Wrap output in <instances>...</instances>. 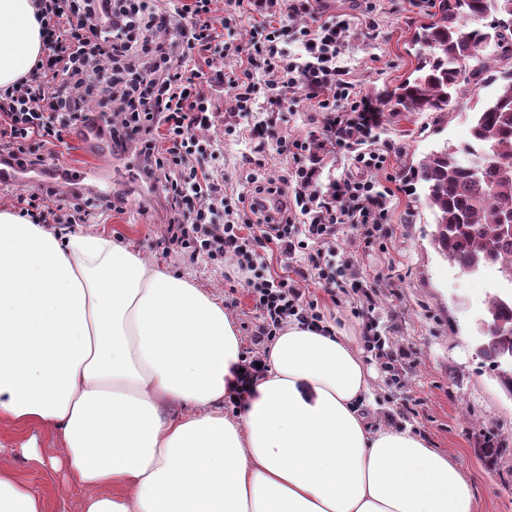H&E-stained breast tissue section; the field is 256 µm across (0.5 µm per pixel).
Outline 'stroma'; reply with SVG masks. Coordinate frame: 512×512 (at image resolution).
<instances>
[{
  "label": "stroma",
  "instance_id": "35a3bbf8",
  "mask_svg": "<svg viewBox=\"0 0 512 512\" xmlns=\"http://www.w3.org/2000/svg\"><path fill=\"white\" fill-rule=\"evenodd\" d=\"M312 8L322 18L353 24L340 48L339 62L349 70L357 91L374 102L412 73L416 65L412 37L436 10L434 0H314ZM469 106V100H459L438 123L426 112H384L380 140L394 149L378 178L394 192L389 204L394 235L384 251L363 249L349 232L342 246L355 258L364 282L379 288L373 316L381 329L415 353V363L401 386L386 383L375 362H368L370 383L384 414L413 408L406 428L429 447L461 462L475 494L476 512H512V394L481 366L472 341L488 290L435 251L430 243L433 216L423 204V192L406 186L410 167L426 154L447 144L459 151L465 148L470 140ZM216 112L224 133V179L240 193L254 144L245 137L247 121L236 112L230 96L218 97ZM323 118L313 100L300 94L288 102L283 131L288 137L302 138L318 129ZM114 167L111 198L124 200L125 206L96 209L90 228L131 242L162 269L218 299L235 295L236 304L227 313L238 328L243 351H251L257 313L236 265L228 261L214 266L203 260L188 264L179 253H162L158 242L166 228L165 198L136 176L130 155L115 156ZM303 282L326 325L359 338L350 298ZM486 440L499 448V455L488 454L482 446ZM11 467L18 478L46 495L48 512H81L74 477L36 469L19 454Z\"/></svg>",
  "mask_w": 512,
  "mask_h": 512
}]
</instances>
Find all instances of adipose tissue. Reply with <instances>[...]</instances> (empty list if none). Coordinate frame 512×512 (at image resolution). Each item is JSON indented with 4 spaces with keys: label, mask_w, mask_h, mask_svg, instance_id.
I'll use <instances>...</instances> for the list:
<instances>
[{
    "label": "adipose tissue",
    "mask_w": 512,
    "mask_h": 512,
    "mask_svg": "<svg viewBox=\"0 0 512 512\" xmlns=\"http://www.w3.org/2000/svg\"><path fill=\"white\" fill-rule=\"evenodd\" d=\"M38 8L0 0V92L43 54ZM263 362L241 386L223 304L132 244L0 209V423L76 478L82 512H476L458 462L373 417L349 337L291 323ZM11 454L0 512H46Z\"/></svg>",
    "instance_id": "1"
}]
</instances>
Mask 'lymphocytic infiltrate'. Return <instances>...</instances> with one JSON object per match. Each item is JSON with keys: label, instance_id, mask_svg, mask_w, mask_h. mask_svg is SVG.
<instances>
[{"label": "lymphocytic infiltrate", "instance_id": "obj_1", "mask_svg": "<svg viewBox=\"0 0 512 512\" xmlns=\"http://www.w3.org/2000/svg\"><path fill=\"white\" fill-rule=\"evenodd\" d=\"M215 2L42 0L43 55L30 76L0 94V158L25 172L44 169L43 148L86 122H104L113 151L137 157L141 181L159 187L169 204L164 250L180 252L189 264L230 260L241 271L258 313L253 340L260 344L288 322H323L298 282L271 273L250 249L214 167L224 153L214 132L212 88L229 93L245 117L264 101L267 117L249 125L248 135L262 146L275 142L288 172L277 182L250 173V188L238 201L261 239L285 254L303 252L307 277L352 298L364 351L386 378L400 380L412 352L381 332L372 315L375 290L357 277L340 245L347 228L366 246L383 245L393 195L376 177L388 155L377 145L380 125L337 63L350 24L312 16L291 31L269 22L231 48L220 42L219 30H232L253 13L271 19L279 0H225L221 13ZM291 40L305 49V61L290 55ZM230 55L232 69H214V57ZM302 92L324 114L320 131L303 139L280 135L288 95ZM327 146L348 152L354 171L324 190L306 159ZM16 204L36 224H83L90 216L89 202L52 203L39 192L17 195Z\"/></svg>", "mask_w": 512, "mask_h": 512}]
</instances>
